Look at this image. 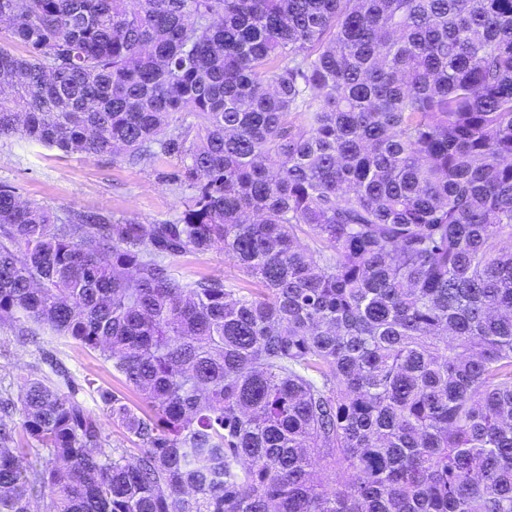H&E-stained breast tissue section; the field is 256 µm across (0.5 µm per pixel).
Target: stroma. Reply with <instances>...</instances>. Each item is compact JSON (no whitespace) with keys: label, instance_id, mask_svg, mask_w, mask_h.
Masks as SVG:
<instances>
[{"label":"stroma","instance_id":"stroma-1","mask_svg":"<svg viewBox=\"0 0 512 512\" xmlns=\"http://www.w3.org/2000/svg\"><path fill=\"white\" fill-rule=\"evenodd\" d=\"M178 166L174 157L132 166L115 156H66L16 136L0 138V186L15 188L25 203L51 208L60 215L72 210H108L140 224L172 220L183 208V197L167 175ZM169 265L176 277L187 282L210 275L235 288L252 285L217 247L172 259ZM40 348L68 370L70 381L62 385V392H76L95 413L103 411L97 394L101 388L140 404V396L99 353L30 322L0 329V388L19 392Z\"/></svg>","mask_w":512,"mask_h":512}]
</instances>
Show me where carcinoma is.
I'll return each mask as SVG.
<instances>
[{
	"label": "carcinoma",
	"mask_w": 512,
	"mask_h": 512,
	"mask_svg": "<svg viewBox=\"0 0 512 512\" xmlns=\"http://www.w3.org/2000/svg\"><path fill=\"white\" fill-rule=\"evenodd\" d=\"M0 17V138L176 157L185 199L137 224L0 187V326L99 353L149 408L98 390L142 444L105 450L41 353L0 392V512H512V0ZM215 246L265 292L165 264Z\"/></svg>",
	"instance_id": "carcinoma-1"
}]
</instances>
